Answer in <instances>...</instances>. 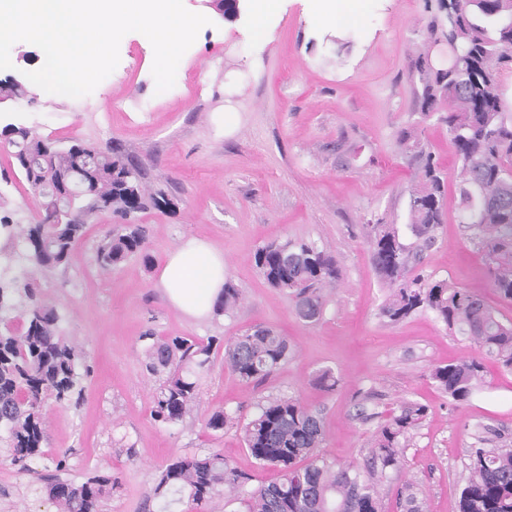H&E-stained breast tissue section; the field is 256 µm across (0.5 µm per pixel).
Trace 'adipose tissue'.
Segmentation results:
<instances>
[{
	"label": "adipose tissue",
	"instance_id": "adipose-tissue-1",
	"mask_svg": "<svg viewBox=\"0 0 512 512\" xmlns=\"http://www.w3.org/2000/svg\"><path fill=\"white\" fill-rule=\"evenodd\" d=\"M224 283L223 253L195 236L183 239L167 253L156 277L168 302L192 319L212 312Z\"/></svg>",
	"mask_w": 512,
	"mask_h": 512
}]
</instances>
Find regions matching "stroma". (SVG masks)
<instances>
[{
  "instance_id": "obj_1",
  "label": "stroma",
  "mask_w": 512,
  "mask_h": 512,
  "mask_svg": "<svg viewBox=\"0 0 512 512\" xmlns=\"http://www.w3.org/2000/svg\"><path fill=\"white\" fill-rule=\"evenodd\" d=\"M183 3L210 23L183 55L171 89L157 92L153 47L131 32L120 42L118 66L91 94H40L9 114L60 144L77 139L134 165L147 188L170 201L135 217L146 230L151 265L132 259L101 270L98 247L119 222L103 211L87 224L68 265L37 275L60 333L83 346L90 370L80 405L50 407L46 453L65 456L66 478L112 477L102 512H157L153 488L175 455L218 449L256 482L277 479L276 470L259 468L235 428H205L213 410L246 418L260 399L296 396L322 420L321 455L362 469L381 427L416 403L427 412L407 436L400 474L377 487L379 510L403 512L397 490L407 480L424 512H457L475 425L495 430L497 447L512 448V371L487 361L484 389L453 403L430 371L474 355V345L429 313L383 320L388 288L367 244L370 225L408 222L422 161L404 152L400 138L418 137L449 179L444 222L413 273L476 292L512 321V302L494 292L488 261L461 222L448 128L434 118L420 121L417 112L410 70L438 14L436 0H365L361 21L345 29L312 21L311 0H282L260 38L250 9L227 20L208 0ZM228 112L236 116L229 134ZM3 216L36 224L44 210L12 154L0 150ZM189 236L223 252L225 276L244 297L233 314L187 318L156 287L158 265ZM286 239L315 243L336 261L338 279L318 323L299 319L289 296L255 265L260 246ZM257 326L287 336L293 350L270 378L245 383L216 358L192 418L154 420L158 381L145 370V332L227 339ZM327 368L336 376L331 389L317 380ZM27 465L22 471L0 463V512H56L42 491L43 459Z\"/></svg>"
}]
</instances>
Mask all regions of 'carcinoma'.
Instances as JSON below:
<instances>
[{"label": "carcinoma", "mask_w": 512, "mask_h": 512, "mask_svg": "<svg viewBox=\"0 0 512 512\" xmlns=\"http://www.w3.org/2000/svg\"><path fill=\"white\" fill-rule=\"evenodd\" d=\"M439 9L447 10L446 25L430 26L411 69L420 121L433 117L439 104L448 102V111L439 120L448 126L456 149L462 217L474 230L475 244L486 253L493 290L511 302L512 103L502 86L512 73V27L508 26L512 0H440ZM440 40L453 49L445 68L428 63L429 45ZM27 92L21 84L0 81L1 101ZM0 134L10 137L18 169L33 191L74 178L85 182V194L63 213L52 197H45L46 217L40 224H13L6 218L0 222V428L6 433L5 458L23 465L44 454L45 402L62 404L82 395L78 367L83 351L60 335L54 308L37 297L34 273L26 271L22 261L41 269L67 264L86 223L110 209L124 224L99 246L100 266L108 270L134 257L147 264L145 238L129 220L147 204L160 207L169 200L146 189L133 167L82 141L60 146L15 124L3 126ZM445 181L439 165L426 156L410 193L407 224L419 249L435 243L443 224ZM18 240L28 247L22 257L15 251ZM368 244L373 264L389 286L381 308L384 318L398 323L418 312H431L474 344L476 355L437 365L430 372L453 402H466L481 389L483 357L512 370V321L502 320L482 296L446 280L408 278L411 246L395 225H369ZM254 262L272 287L294 296L299 318L320 319L324 290L338 277L330 256L312 244L286 240L259 247ZM239 302V289L225 283L218 311L230 314ZM144 338L149 340L146 370L159 381L153 418L167 424L182 422L199 402L200 381L214 364L217 342L163 338L152 332ZM290 354L288 338L266 327L224 341V363L246 383L270 377ZM425 414V406L411 404L386 422L363 475L317 454L323 441L321 420L294 396L258 401L254 415L244 422L216 410L206 427L219 432L230 424L237 426L246 450L260 465L276 469L279 479L247 491L251 477L233 467L219 450L203 458L176 457L162 470L154 488L159 512L220 497L226 504L241 501L245 512H378L375 485L386 470H400L402 439ZM485 443L487 439L479 435L477 447L468 450L469 476L458 512H512V448H486ZM110 486L112 477L96 474L80 483L56 478L45 491L58 512H99ZM400 496L405 512H423L412 484H402Z\"/></svg>", "instance_id": "1"}]
</instances>
